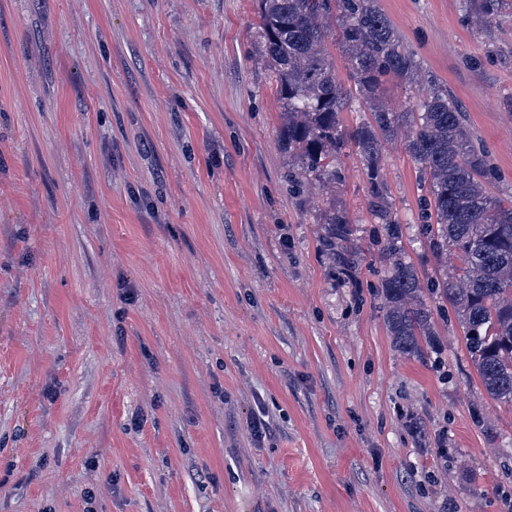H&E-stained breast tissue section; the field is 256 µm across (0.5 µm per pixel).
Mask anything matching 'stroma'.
Segmentation results:
<instances>
[{
	"label": "stroma",
	"instance_id": "35a3bbf8",
	"mask_svg": "<svg viewBox=\"0 0 512 512\" xmlns=\"http://www.w3.org/2000/svg\"><path fill=\"white\" fill-rule=\"evenodd\" d=\"M461 3L379 0L507 198L512 8ZM257 24V0H0V512H512V406L449 306L396 351L364 167L289 181ZM381 176L430 284L455 258L404 142ZM507 0H466L468 20L479 26H490L501 13ZM322 224H325L323 246L341 268L346 271L355 269L358 259L350 246V220L334 209L324 215Z\"/></svg>",
	"mask_w": 512,
	"mask_h": 512
}]
</instances>
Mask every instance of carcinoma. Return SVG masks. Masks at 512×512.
<instances>
[{
    "label": "carcinoma",
    "mask_w": 512,
    "mask_h": 512,
    "mask_svg": "<svg viewBox=\"0 0 512 512\" xmlns=\"http://www.w3.org/2000/svg\"><path fill=\"white\" fill-rule=\"evenodd\" d=\"M505 0H466L468 20L489 26ZM264 54L281 103L279 132L288 144L290 181L336 184V161L350 145L370 183L369 210L387 226L379 242L388 275L381 288L384 319L394 348L421 353L432 332V311L414 268L405 259L385 184L379 178L384 145L403 140L420 164L427 220L421 230L436 254L452 252L457 264L431 284L448 303L486 393L512 404V196L488 195L496 172L470 132L468 118L445 84L427 75L377 0H257ZM337 40L350 80L369 118L349 130L340 112L348 91L327 58ZM396 78L405 90L426 86L410 111L396 112L378 89ZM323 246L346 271L358 259L350 246V220L334 210L323 218Z\"/></svg>",
    "instance_id": "carcinoma-1"
}]
</instances>
